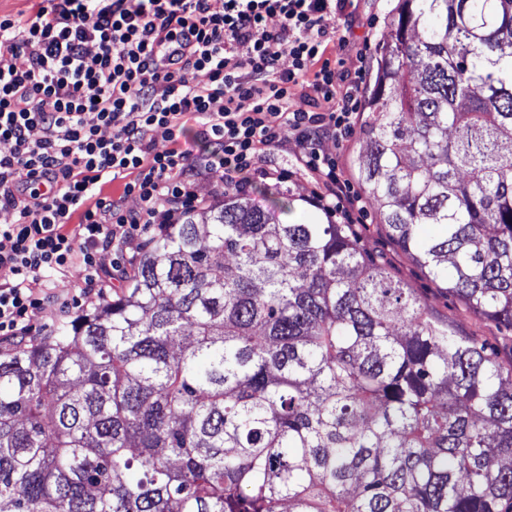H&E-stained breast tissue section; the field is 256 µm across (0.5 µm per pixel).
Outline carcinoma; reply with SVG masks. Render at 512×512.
<instances>
[{
	"label": "carcinoma",
	"instance_id": "cac0c4a2",
	"mask_svg": "<svg viewBox=\"0 0 512 512\" xmlns=\"http://www.w3.org/2000/svg\"><path fill=\"white\" fill-rule=\"evenodd\" d=\"M512 0H399L358 176L512 331ZM0 512H512V361L350 224L223 195L127 288L0 354Z\"/></svg>",
	"mask_w": 512,
	"mask_h": 512
}]
</instances>
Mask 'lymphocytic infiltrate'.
I'll use <instances>...</instances> for the list:
<instances>
[{
    "instance_id": "lymphocytic-infiltrate-1",
    "label": "lymphocytic infiltrate",
    "mask_w": 512,
    "mask_h": 512,
    "mask_svg": "<svg viewBox=\"0 0 512 512\" xmlns=\"http://www.w3.org/2000/svg\"><path fill=\"white\" fill-rule=\"evenodd\" d=\"M278 18L269 27V18ZM351 0H37L25 19L0 16V342L28 337L54 304L105 300L100 252L155 238L196 207L195 182L224 192L282 179L263 156L295 142V163L321 186L324 210L365 208L324 139L344 140L361 85L322 57L346 49ZM328 102L293 108L296 88ZM209 149L198 164L187 122ZM123 180L122 198L96 203ZM81 261L78 297L49 285Z\"/></svg>"
}]
</instances>
